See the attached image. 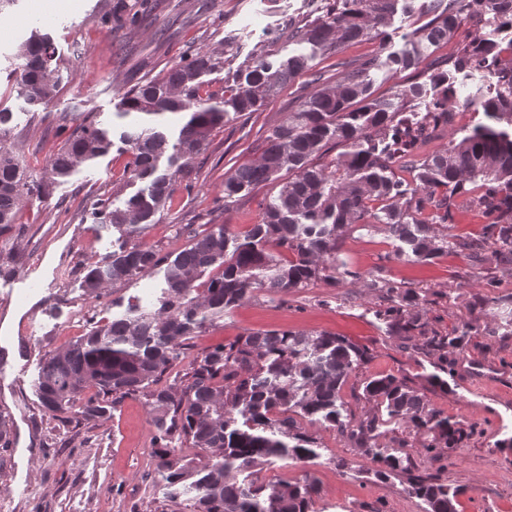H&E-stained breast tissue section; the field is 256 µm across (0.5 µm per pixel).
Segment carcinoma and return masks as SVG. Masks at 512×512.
Masks as SVG:
<instances>
[{
	"instance_id": "obj_1",
	"label": "carcinoma",
	"mask_w": 512,
	"mask_h": 512,
	"mask_svg": "<svg viewBox=\"0 0 512 512\" xmlns=\"http://www.w3.org/2000/svg\"><path fill=\"white\" fill-rule=\"evenodd\" d=\"M433 18L419 28L411 48L391 58L399 69L418 65L432 47L448 41L467 20L460 0H433ZM482 10L512 23V0H477ZM412 0H332L325 15L288 31V37L325 54L343 45L379 35V28ZM16 55L24 60L20 85L31 105L52 98L59 87L55 47L35 30ZM224 62L210 50L183 57L157 77L122 94L121 112L162 116L190 113L176 141L166 127L142 121L122 135L130 153L131 178L145 186L122 208L109 198L96 203L102 224L136 235L155 223L171 198L175 183L190 177L195 160L213 132L231 112H251L284 85L309 72L313 92L304 97L288 120L266 139L254 161L239 166L224 180V201L256 186L279 183L266 203L261 221L242 240L224 225L194 235L174 259L152 248L124 250L86 268L89 297H99L117 282L146 276L165 267L166 289L154 310L130 308L121 317L96 326L87 336L46 359L38 380L42 407L51 413L75 411L86 420L104 416L100 398L112 406L146 393L158 429L159 458L171 483L186 481L196 491L171 512H310L319 492L311 478L290 483L239 482L234 473L274 459L317 456L314 439L301 421L326 424L372 463L376 476L405 475V491L421 499L427 512H456L458 490L437 473L416 474L408 455L380 448L385 422L403 423L427 442L432 459L453 450L467 437L461 424L431 407L426 396L393 375L373 377L365 398L386 411L358 419L343 414L340 390L367 351L328 333L265 331L240 336L214 347L190 363L180 384H163L167 369L184 356L186 340L217 324L224 311L256 291L286 294L317 279L336 280V254L343 233L359 225L379 224L400 242L398 253L418 260L436 257L452 245L460 250L488 247L498 257L512 255V42L483 49L460 48L453 68L489 64L495 94L478 103L490 123L479 124L448 146L417 159L416 186L396 174L398 160L439 127L451 124L443 97L416 127L393 137V116L405 98L420 91L414 85L393 101L372 96L369 71L376 59L336 63L331 79L312 70L310 57L294 55L273 63L257 61L246 85L217 101L202 76ZM12 113L0 111V239L16 231V215L37 184L69 177L78 167L106 155L109 131L93 123L68 133L52 155L39 181L14 151ZM344 152L327 164L314 160L330 142ZM481 189L476 202L486 219L482 244L448 240L455 221L453 197L466 184ZM208 276L205 287L197 285ZM384 313L392 325L424 336L421 350L463 351L466 338L480 326L464 320L446 336L426 335L419 296L390 282L381 285ZM178 438L205 452L194 467L178 463L168 446Z\"/></svg>"
}]
</instances>
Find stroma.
Instances as JSON below:
<instances>
[{"mask_svg": "<svg viewBox=\"0 0 512 512\" xmlns=\"http://www.w3.org/2000/svg\"><path fill=\"white\" fill-rule=\"evenodd\" d=\"M329 0H11L0 11V109L11 112L13 135L24 164L40 176L49 156L62 142L61 129L95 123L111 130L112 148L90 166H80L45 194H32L18 216V234L0 241V271L29 277L34 286L22 299L8 300L0 286V336L17 335L25 369L16 384L0 392V423L23 424L35 447L19 451V432L9 435L8 452L0 451V512H170L175 491L155 454L156 429L145 397L126 399L108 408L103 419L88 422L77 415L47 412L36 385L46 357L68 346L98 321L125 314L129 304L153 308L164 288L163 272L116 283L99 299L83 288L88 265L141 246L177 255L192 235L215 224L243 235L260 221L262 207L277 195L275 184H262L228 202L224 179L239 165L255 159L271 134L299 99L308 95L307 77L282 87L253 112L230 115L216 129L196 160L191 185L176 183L173 197L156 224L126 236L99 224L96 201L111 198L123 206L137 187L127 171L129 153L120 136L129 120L119 111L121 93L170 67L198 49L223 53L222 68L204 77L209 91L238 87L260 58L277 62L307 55L314 69L334 74L338 59H377L370 73L374 97L390 99L412 84L425 92L399 116L410 125L434 99L431 72L448 67L458 48L482 36L483 26L464 22L447 43L430 49L418 68L390 71L389 58L409 48L415 31L429 19V0H414L397 12L378 37L344 46L338 54L313 55L310 45L288 39L291 24L303 25L324 15ZM49 34L63 68L57 94L46 104L29 105L17 83L23 62L17 45L31 31ZM458 105L454 129L469 130L485 122L469 105L487 85L485 69L452 73ZM340 261L360 274L321 280L288 294L254 292L224 314L215 328L187 342L186 357L168 371L182 378L191 358L208 349L261 331L328 332L369 351L371 358L353 371L341 388L349 416L372 413L363 397L367 378L394 375L424 392L432 407L469 429L461 448L438 471L422 448V439L402 424L388 423L381 448L404 450L418 473L441 472L449 487L459 489L457 512H512V335L489 340L469 337L463 355L448 375V387L431 386L441 356L422 353L419 339L392 330L381 310L376 284L385 280L415 290L424 300L428 325L451 333L461 319L495 327L493 303L512 300V272L493 261L478 260L457 249L426 260L395 257L391 239L380 229H352L343 235ZM316 441L311 461L275 460L242 472L239 479L296 482L312 476L319 486L313 512H424L422 500L408 495L397 476L369 474L368 461L336 430L304 423ZM32 460L34 477L22 484L24 460Z\"/></svg>", "mask_w": 512, "mask_h": 512, "instance_id": "1", "label": "stroma"}]
</instances>
